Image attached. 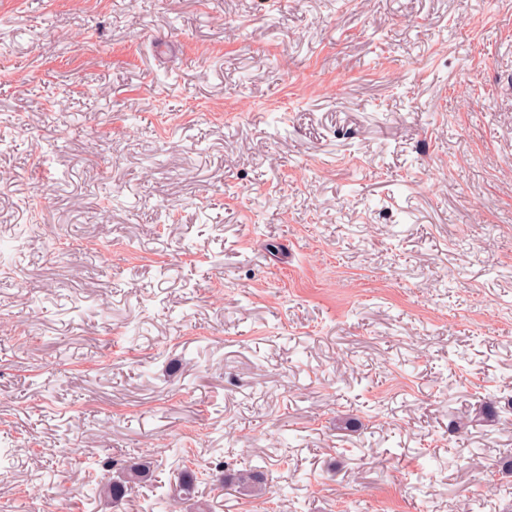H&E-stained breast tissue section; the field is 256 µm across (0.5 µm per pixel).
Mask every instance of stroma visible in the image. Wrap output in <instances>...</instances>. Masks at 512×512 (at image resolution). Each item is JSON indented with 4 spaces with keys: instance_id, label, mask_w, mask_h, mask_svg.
Here are the masks:
<instances>
[{
    "instance_id": "1",
    "label": "stroma",
    "mask_w": 512,
    "mask_h": 512,
    "mask_svg": "<svg viewBox=\"0 0 512 512\" xmlns=\"http://www.w3.org/2000/svg\"><path fill=\"white\" fill-rule=\"evenodd\" d=\"M0 255L12 512H512V0H0ZM116 470L118 471H116L115 478L93 489L95 496L103 497L108 502H117L125 497L129 489L131 490V484L145 481L151 477L150 466L146 462L125 464ZM196 484L194 479V471L191 469L189 465H186L181 480L179 482V485L174 490V497L180 501H183V503H189V505H192L195 507V511L198 512H204V508L201 507V505L196 504L194 501V498L196 497ZM191 502V503H190ZM224 479L230 482H235L240 489L246 492L256 491L260 488L264 481V475L260 470H246L238 473H227Z\"/></svg>"
}]
</instances>
